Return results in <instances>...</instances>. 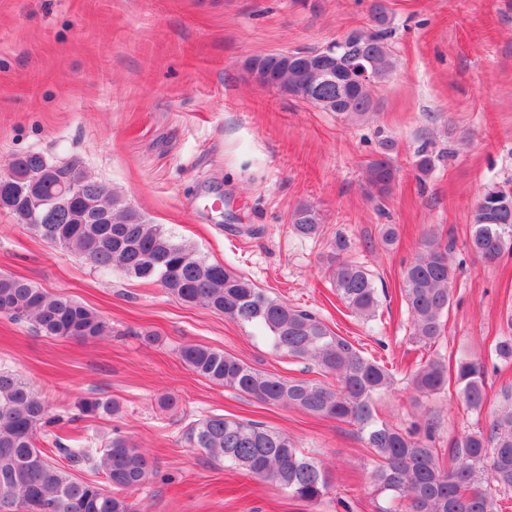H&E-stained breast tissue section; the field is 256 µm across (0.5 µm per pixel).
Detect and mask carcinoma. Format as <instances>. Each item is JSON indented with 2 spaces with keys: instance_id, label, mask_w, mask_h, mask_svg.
<instances>
[{
  "instance_id": "cac0c4a2",
  "label": "carcinoma",
  "mask_w": 512,
  "mask_h": 512,
  "mask_svg": "<svg viewBox=\"0 0 512 512\" xmlns=\"http://www.w3.org/2000/svg\"><path fill=\"white\" fill-rule=\"evenodd\" d=\"M372 21L368 32L351 31L353 38L336 53L341 64L334 83H319L316 71L295 64L286 51L254 57L246 68L256 83L322 111L332 102L329 108L343 121L364 119L374 107L371 85L350 74L364 65L381 81L394 66L389 50L393 28L382 5H375ZM379 148L380 157L368 161L364 178L385 198L396 177L390 157L394 144L384 139ZM433 165L425 144L417 151L415 166L426 175ZM8 169L16 180L0 181V211L12 214L46 243L99 270L117 269L131 280L156 282L186 304L202 305L248 326L275 353L310 362L325 380L285 379L222 350L186 345L180 358L194 373L261 404L293 407L359 427L373 456L372 492L405 503L406 512H502L501 494L512 490V408L438 448L431 433L419 436L378 417L376 399L394 385L393 373L382 360L334 332L313 311L273 298L244 275L197 255L121 196L109 193L79 159L55 163L32 152L13 157ZM60 181L73 183L77 197L49 208L46 200ZM34 211L44 213V223H28ZM291 223L302 237L320 234L319 213L310 204L297 206ZM465 246L486 262L512 256V187L484 191ZM332 281L351 314L364 320L376 316L379 294L368 269L343 260L333 268ZM452 281L448 248L434 238L404 268L402 303L413 338L423 348L433 346L444 332ZM0 313L29 320L42 334L59 339L89 341L107 331L94 310L12 275L0 274ZM490 359L512 360L511 335L497 339ZM487 376L483 358H428L411 372L409 385L423 396L452 386L465 408L479 414L487 400ZM78 409L88 418L120 412L119 404L104 396L84 397ZM52 423L49 405L34 385L0 368V512H139L131 494L154 474L149 455L115 429L98 448L90 441L72 448L55 442L67 463L54 462L37 443V430ZM185 439L210 461L245 472L308 505L318 504L331 491L320 461L304 453L287 433L262 422L211 415L190 423ZM80 466L102 472L105 484L79 479L74 470Z\"/></svg>"
}]
</instances>
